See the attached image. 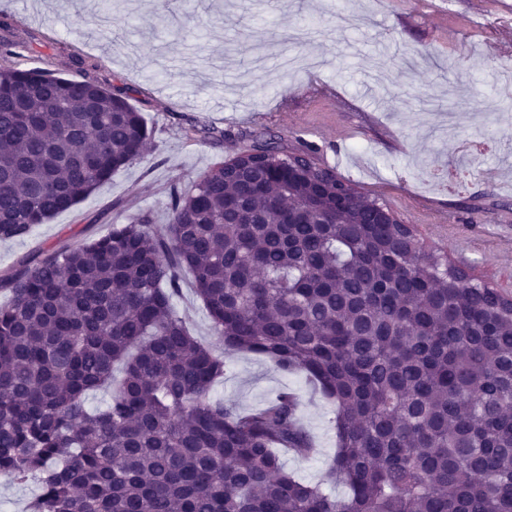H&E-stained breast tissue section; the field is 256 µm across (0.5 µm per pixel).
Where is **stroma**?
Instances as JSON below:
<instances>
[{"label":"stroma","mask_w":512,"mask_h":512,"mask_svg":"<svg viewBox=\"0 0 512 512\" xmlns=\"http://www.w3.org/2000/svg\"><path fill=\"white\" fill-rule=\"evenodd\" d=\"M476 2L472 14L459 0H351L347 27L339 0H202L194 19L181 0H128L104 23L101 0H0V17L32 36L17 66L128 91L153 131L142 160L29 236L0 241V274L144 213L164 225L172 185L266 133L311 149L317 164L413 225L426 248L512 299V97L501 90L512 47L496 39L500 0ZM150 12L177 36L132 33V19ZM199 18L209 26L202 45L192 34ZM163 69L171 78L153 80ZM320 81L339 97L307 94ZM205 127L223 130V142L203 137ZM489 135L501 149L482 158V178L457 192L436 184L435 169L461 166L460 143ZM174 304L194 336L225 354L191 282ZM225 356L214 397L252 410L279 390L298 392L301 422L321 453L287 465L344 495L327 476L330 405L262 356Z\"/></svg>","instance_id":"1"}]
</instances>
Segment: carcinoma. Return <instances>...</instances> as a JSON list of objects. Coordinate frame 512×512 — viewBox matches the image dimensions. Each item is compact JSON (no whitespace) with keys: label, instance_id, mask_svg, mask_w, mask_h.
I'll use <instances>...</instances> for the list:
<instances>
[{"label":"carcinoma","instance_id":"1","mask_svg":"<svg viewBox=\"0 0 512 512\" xmlns=\"http://www.w3.org/2000/svg\"><path fill=\"white\" fill-rule=\"evenodd\" d=\"M28 41L0 39V57ZM121 92L0 67V240L144 157ZM143 215L0 276V476L28 512H512V299L378 224L372 199L262 135ZM300 160L309 178L288 179ZM344 193L341 212L331 201ZM228 351L304 375L333 405L341 497L285 466L318 453L282 390L212 396L226 360L173 299L183 275ZM110 393L101 406L88 396Z\"/></svg>","mask_w":512,"mask_h":512}]
</instances>
